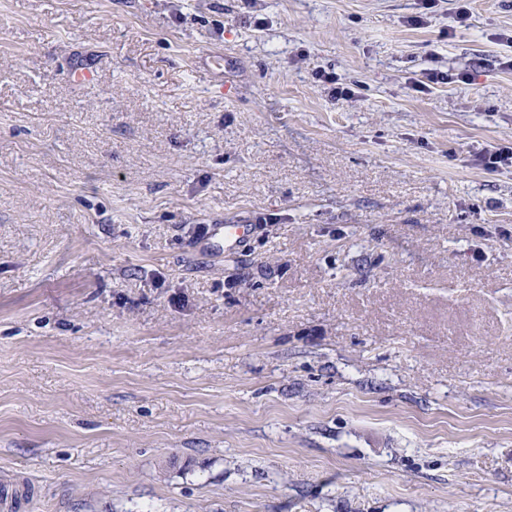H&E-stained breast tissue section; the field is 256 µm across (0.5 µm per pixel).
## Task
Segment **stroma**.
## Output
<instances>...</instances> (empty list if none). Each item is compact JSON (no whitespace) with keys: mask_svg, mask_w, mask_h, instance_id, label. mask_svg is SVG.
Returning <instances> with one entry per match:
<instances>
[{"mask_svg":"<svg viewBox=\"0 0 512 512\" xmlns=\"http://www.w3.org/2000/svg\"><path fill=\"white\" fill-rule=\"evenodd\" d=\"M415 3L0 0L18 512H512V0ZM475 161L488 170L505 165L512 166V147L491 144L477 156ZM251 232V224H214L212 238L215 244L224 243L226 250H233L247 242Z\"/></svg>","mask_w":512,"mask_h":512,"instance_id":"35a3bbf8","label":"stroma"}]
</instances>
